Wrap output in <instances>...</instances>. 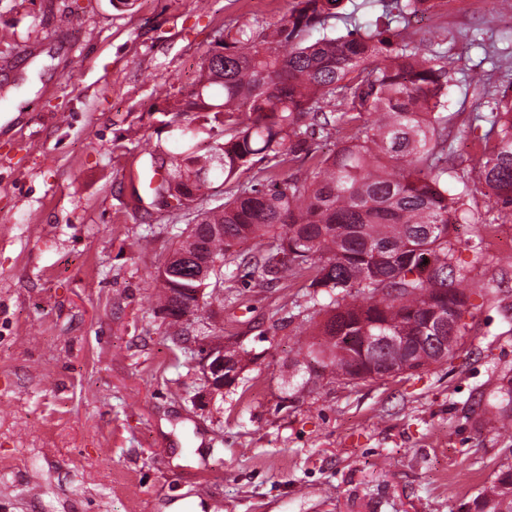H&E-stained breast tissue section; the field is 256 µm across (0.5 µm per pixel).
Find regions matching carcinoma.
<instances>
[{
	"label": "carcinoma",
	"instance_id": "carcinoma-1",
	"mask_svg": "<svg viewBox=\"0 0 512 512\" xmlns=\"http://www.w3.org/2000/svg\"><path fill=\"white\" fill-rule=\"evenodd\" d=\"M384 25L360 23L333 34L343 0H293L271 31L252 24L224 29L220 49L202 59L198 89L176 108L205 112L209 148L192 145L179 156L156 158L164 171L160 198L207 200L213 178L235 182L224 203L192 212L188 235L177 234L172 254L193 288L204 256L226 258L242 240L260 242L241 258L245 276L276 285L312 269V307L326 304L317 325L324 342L308 351L315 376L345 380L386 361L416 371L443 361L451 322L468 309L469 295L452 286L465 279L454 264L451 225L466 215L471 189L448 187V55L442 33L408 36L409 16L423 0H381ZM319 37L310 40L313 33ZM469 85L487 99L469 133L483 146L479 182L484 195L512 209V93L492 90L484 72ZM347 131L328 156L313 154L312 136ZM310 168L282 176L287 164ZM263 178L241 179L253 169ZM160 309L182 310V295L157 271ZM377 336H398L384 349ZM488 421L512 423V385L500 388ZM512 512V463L462 512Z\"/></svg>",
	"mask_w": 512,
	"mask_h": 512
}]
</instances>
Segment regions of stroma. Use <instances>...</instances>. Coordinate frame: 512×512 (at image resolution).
I'll list each match as a JSON object with an SVG mask.
<instances>
[{"instance_id":"1","label":"stroma","mask_w":512,"mask_h":512,"mask_svg":"<svg viewBox=\"0 0 512 512\" xmlns=\"http://www.w3.org/2000/svg\"><path fill=\"white\" fill-rule=\"evenodd\" d=\"M291 3L0 0V85L26 94L0 103L15 112L0 126V512H459L512 463V430L484 425L512 379V209L477 193L467 136L486 109L469 69L488 55L491 84L512 82V13L487 0L412 21L446 31L448 169L475 190L453 232L471 306L447 361L297 392L317 328L300 281L238 269L253 240L225 262L210 321L247 351L223 393L156 310L153 275L185 224L149 189L148 150H180L170 120L207 148L196 113H175L204 54L226 26L275 23Z\"/></svg>"}]
</instances>
